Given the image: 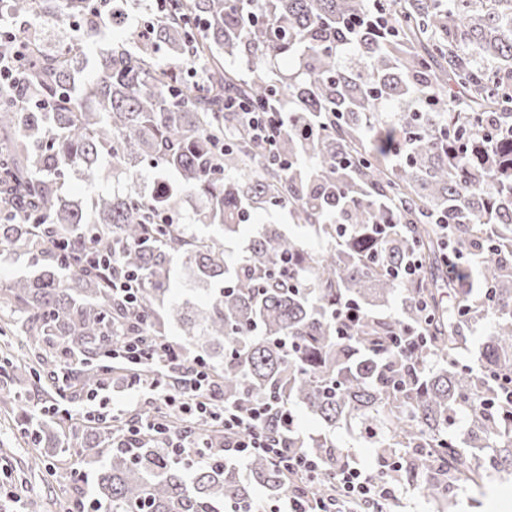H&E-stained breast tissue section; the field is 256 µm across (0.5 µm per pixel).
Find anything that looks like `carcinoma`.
I'll use <instances>...</instances> for the list:
<instances>
[{
  "label": "carcinoma",
  "instance_id": "obj_1",
  "mask_svg": "<svg viewBox=\"0 0 512 512\" xmlns=\"http://www.w3.org/2000/svg\"><path fill=\"white\" fill-rule=\"evenodd\" d=\"M162 2L150 0L140 24L150 37L116 35L85 78L101 0H0V21L27 23L14 41L0 35V56L33 45L27 96L49 104L27 110L0 95V251L36 269L0 285V336H23L29 351L12 365L16 385L52 390L74 352L69 378L81 387L109 371L142 379L150 370L112 365V329L160 338L176 324L225 402L298 404L329 427L356 426L383 461L378 475L415 485L436 512H453L459 485L512 474L500 380L512 376V0ZM39 13L79 28L46 49L30 23ZM385 14L392 23L377 26ZM190 54L198 83L179 70ZM233 100L286 113L288 132L270 149L254 141ZM103 161L130 180L149 164L160 192L66 200L70 174L93 177ZM189 199L214 234L157 220ZM280 205L325 247L311 252L269 224L228 264L224 235ZM377 224L394 225L379 255ZM447 247L471 260L459 278ZM114 250L141 284L132 310L93 268ZM414 251L423 273L406 286L391 269ZM284 253L286 279L272 276ZM177 260L215 286L203 307L172 295ZM396 295L398 309L380 316ZM420 296L428 343L409 358L389 338L420 319ZM348 300L364 316L341 339L333 312ZM480 323L489 329L474 351ZM117 430L88 427L69 461L96 468L100 512H228L254 504L257 487L288 491L264 456L245 479L220 453L167 457L146 424L136 447L114 448ZM288 448L322 460L320 489L346 461L326 436L290 437Z\"/></svg>",
  "mask_w": 512,
  "mask_h": 512
}]
</instances>
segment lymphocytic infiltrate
Here are the masks:
<instances>
[{
	"instance_id": "lymphocytic-infiltrate-1",
	"label": "lymphocytic infiltrate",
	"mask_w": 512,
	"mask_h": 512,
	"mask_svg": "<svg viewBox=\"0 0 512 512\" xmlns=\"http://www.w3.org/2000/svg\"><path fill=\"white\" fill-rule=\"evenodd\" d=\"M112 356L135 367L150 369L146 380L140 381L141 391L151 393L183 424L176 432L163 422L154 423L165 448L175 453L192 451V428L195 422L208 418L219 422L224 429V449L240 460L252 455H266L287 476L290 486L280 503L271 505L269 512H324L322 497L309 495L322 466L318 458L290 451L286 442L295 431V417L289 408H282L280 432L271 435L268 421L273 413L270 403L257 401L247 408L226 405L224 393L216 387L205 362L186 356L181 346L165 339L154 341L140 336L117 335ZM173 362L180 370L181 385L168 381L162 366ZM334 493L345 512H384L393 499L398 484L391 477H374L361 468L343 465L334 477Z\"/></svg>"
}]
</instances>
